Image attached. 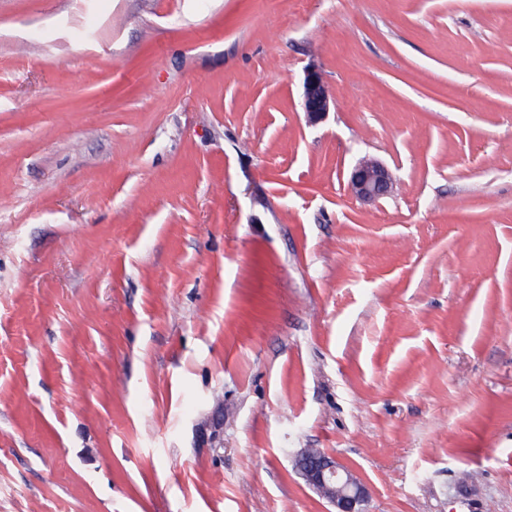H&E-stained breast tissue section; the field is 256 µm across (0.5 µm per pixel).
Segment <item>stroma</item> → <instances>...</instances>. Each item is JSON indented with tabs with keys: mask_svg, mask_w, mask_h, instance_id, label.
<instances>
[{
	"mask_svg": "<svg viewBox=\"0 0 512 512\" xmlns=\"http://www.w3.org/2000/svg\"><path fill=\"white\" fill-rule=\"evenodd\" d=\"M303 448L512 512V0H0V512H335ZM335 99L330 93L319 69L315 67L306 70L303 82L302 109L310 123H316L325 118ZM349 185L354 197L364 202H370L390 193L392 178L383 164L377 161L363 160L353 169Z\"/></svg>",
	"mask_w": 512,
	"mask_h": 512,
	"instance_id": "1",
	"label": "stroma"
}]
</instances>
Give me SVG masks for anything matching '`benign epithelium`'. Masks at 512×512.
<instances>
[{
    "label": "benign epithelium",
    "mask_w": 512,
    "mask_h": 512,
    "mask_svg": "<svg viewBox=\"0 0 512 512\" xmlns=\"http://www.w3.org/2000/svg\"><path fill=\"white\" fill-rule=\"evenodd\" d=\"M335 99L330 93L319 69L306 70L303 82L302 109L309 122L325 118ZM351 192L357 199L370 202L388 195L392 178L388 169L372 160L361 161L349 179ZM296 466L308 485L329 500L336 512H365L363 505L368 499L366 485L350 470L323 453L315 454L303 449L296 459Z\"/></svg>",
    "instance_id": "1"
}]
</instances>
